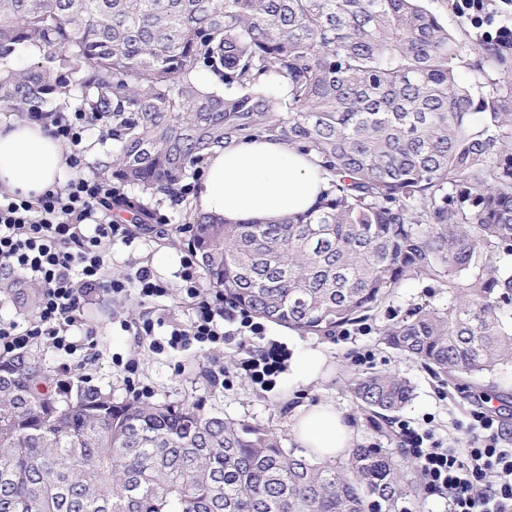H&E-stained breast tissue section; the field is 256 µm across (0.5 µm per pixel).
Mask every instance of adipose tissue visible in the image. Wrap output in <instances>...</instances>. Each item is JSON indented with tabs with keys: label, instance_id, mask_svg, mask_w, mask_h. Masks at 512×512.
<instances>
[{
	"label": "adipose tissue",
	"instance_id": "ef3b65f1",
	"mask_svg": "<svg viewBox=\"0 0 512 512\" xmlns=\"http://www.w3.org/2000/svg\"><path fill=\"white\" fill-rule=\"evenodd\" d=\"M68 152L49 128L0 115V189L38 196L62 188ZM327 181L313 153L266 137L235 140L208 158L195 207L230 222L279 223L316 203ZM291 430L307 454L343 456L356 440L344 414L328 402L298 407Z\"/></svg>",
	"mask_w": 512,
	"mask_h": 512
}]
</instances>
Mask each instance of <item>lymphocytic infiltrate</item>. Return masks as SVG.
I'll use <instances>...</instances> for the list:
<instances>
[{
    "instance_id": "obj_1",
    "label": "lymphocytic infiltrate",
    "mask_w": 512,
    "mask_h": 512,
    "mask_svg": "<svg viewBox=\"0 0 512 512\" xmlns=\"http://www.w3.org/2000/svg\"><path fill=\"white\" fill-rule=\"evenodd\" d=\"M458 13L473 25L493 26L498 43L512 45V0H459ZM88 124L83 112L59 113L51 123L54 136L69 147V166L76 172L62 189L35 199L0 192V272L22 274L40 289L30 318L0 323V355L24 352L42 339L68 355L81 350L73 330L85 291L120 294L134 287L144 298L166 292L144 266L127 277L109 274L110 246L130 243L131 237L126 225L112 217V206L123 195L121 186L82 173L81 144ZM177 276L193 303L194 317L189 325L173 326L167 342H153L154 350L221 343L228 323L237 334L262 335V325L250 312L225 305L223 292L202 295L194 249L183 252ZM398 428L428 492L443 495L448 512H512V436L493 414H473L463 449L442 446L431 429L406 420Z\"/></svg>"
}]
</instances>
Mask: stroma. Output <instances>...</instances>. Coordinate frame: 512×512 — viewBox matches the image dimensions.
<instances>
[{
    "label": "stroma",
    "mask_w": 512,
    "mask_h": 512,
    "mask_svg": "<svg viewBox=\"0 0 512 512\" xmlns=\"http://www.w3.org/2000/svg\"><path fill=\"white\" fill-rule=\"evenodd\" d=\"M429 10L447 23L462 46L465 62L477 55L474 45L480 39L479 29L459 17L455 0H426ZM145 205L168 216L166 233L138 231L132 245L116 244L112 248V272L127 275L146 266L168 287L164 296L143 299L137 289L125 295L91 294L81 316L86 327L95 334L90 348L66 357L55 351L48 341L33 345L48 370L56 379L88 378L90 385L111 392L118 401L131 399L116 365L117 359H133L139 364V380L152 392L156 402H178L185 398L201 401L206 411H219L226 417L256 423L272 429L290 450H298L290 430L293 411L306 403L329 400L343 412L356 430V442L369 445L380 441L376 431L378 418L360 410L347 388L352 374L390 371L409 379L415 386L411 403L399 416L412 426L431 424L437 438L449 443L464 438V429L473 411L498 412L500 421L512 426V366L504 365L481 379L479 386L465 382L448 384L426 371L420 363L396 355L379 342L376 329L355 326L352 336L304 335L271 321H264L263 336H238L219 345L202 348L192 345L175 350L153 351L150 341L138 338L134 326L150 320L155 324L156 339L169 334L172 325L190 321L192 312L182 300L175 273L188 234L178 233L183 223L185 206L165 204L145 198ZM284 346L289 356L308 348H322L331 369L326 377L310 383L296 380L290 370H283L269 386L255 384L243 366L249 351L272 343ZM372 352V363L359 362V354ZM223 369L225 383H217L213 370Z\"/></svg>",
    "instance_id": "1"
}]
</instances>
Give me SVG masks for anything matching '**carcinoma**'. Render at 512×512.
Instances as JSON below:
<instances>
[{"label":"carcinoma","mask_w":512,"mask_h":512,"mask_svg":"<svg viewBox=\"0 0 512 512\" xmlns=\"http://www.w3.org/2000/svg\"><path fill=\"white\" fill-rule=\"evenodd\" d=\"M461 49L422 0H0V110L79 102L114 151L98 177L175 195L211 152L265 136L312 151L328 188L279 224L186 222L213 287L259 318L326 335L376 318L412 277L448 288L381 331L450 381L512 363V52ZM28 309L38 286L0 276ZM384 417L410 382L359 374ZM402 449L312 461L195 401L54 389L37 356L0 358V512H396Z\"/></svg>","instance_id":"carcinoma-1"}]
</instances>
